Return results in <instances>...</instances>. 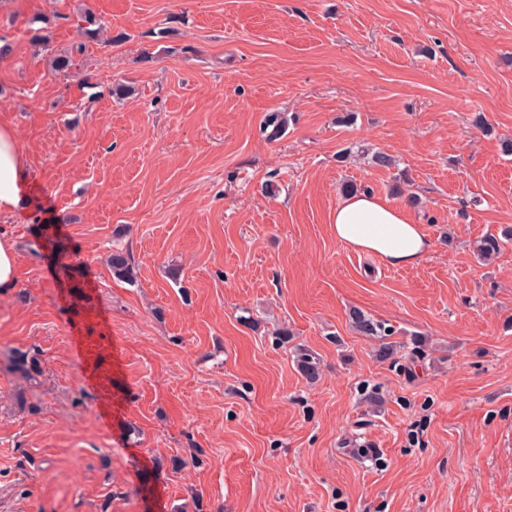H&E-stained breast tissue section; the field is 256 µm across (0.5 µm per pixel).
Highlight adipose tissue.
<instances>
[{"label": "adipose tissue", "mask_w": 512, "mask_h": 512, "mask_svg": "<svg viewBox=\"0 0 512 512\" xmlns=\"http://www.w3.org/2000/svg\"><path fill=\"white\" fill-rule=\"evenodd\" d=\"M29 178L28 159L14 127L0 121V213L24 209ZM331 224L338 240L391 266L416 265L431 249L422 225L416 224L405 209L374 194L347 197L332 213Z\"/></svg>", "instance_id": "adipose-tissue-1"}]
</instances>
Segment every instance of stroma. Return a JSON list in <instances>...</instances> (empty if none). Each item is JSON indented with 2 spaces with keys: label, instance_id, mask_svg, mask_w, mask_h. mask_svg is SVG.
Here are the masks:
<instances>
[{
  "label": "stroma",
  "instance_id": "1",
  "mask_svg": "<svg viewBox=\"0 0 512 512\" xmlns=\"http://www.w3.org/2000/svg\"><path fill=\"white\" fill-rule=\"evenodd\" d=\"M0 120L32 170L0 213V512H512V246L476 253L512 227V0H0ZM349 183L423 225L417 265L336 239ZM354 309L427 338L411 374ZM16 252L7 239L0 240V293L15 287ZM112 274L119 280L133 282L135 279V265L131 256L123 250H115L110 256ZM294 362L298 372L309 383H314L320 378L322 372L320 359L309 349L296 346L294 348Z\"/></svg>",
  "mask_w": 512,
  "mask_h": 512
}]
</instances>
